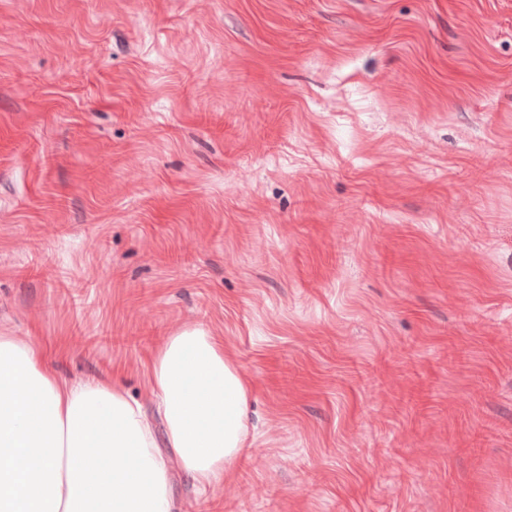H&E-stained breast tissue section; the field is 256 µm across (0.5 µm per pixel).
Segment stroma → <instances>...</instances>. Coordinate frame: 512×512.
Returning <instances> with one entry per match:
<instances>
[{"label": "stroma", "instance_id": "stroma-1", "mask_svg": "<svg viewBox=\"0 0 512 512\" xmlns=\"http://www.w3.org/2000/svg\"><path fill=\"white\" fill-rule=\"evenodd\" d=\"M224 341L172 512H512V0H0V331L70 381ZM147 369L161 400L166 448L205 490L244 447L249 387L224 357L222 339L201 328L169 336Z\"/></svg>", "mask_w": 512, "mask_h": 512}]
</instances>
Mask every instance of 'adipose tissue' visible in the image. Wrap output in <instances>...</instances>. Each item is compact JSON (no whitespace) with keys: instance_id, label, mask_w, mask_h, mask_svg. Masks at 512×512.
I'll return each instance as SVG.
<instances>
[{"instance_id":"1","label":"adipose tissue","mask_w":512,"mask_h":512,"mask_svg":"<svg viewBox=\"0 0 512 512\" xmlns=\"http://www.w3.org/2000/svg\"><path fill=\"white\" fill-rule=\"evenodd\" d=\"M148 375L167 448L206 489L244 447L246 381L222 339L201 328L169 336ZM156 446L120 389L64 379L46 350L0 333V512H171Z\"/></svg>"}]
</instances>
